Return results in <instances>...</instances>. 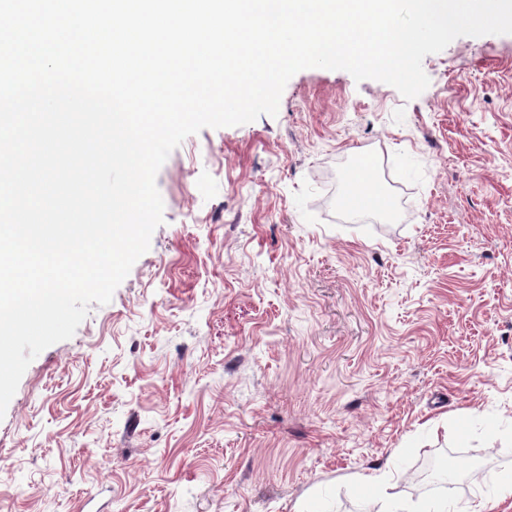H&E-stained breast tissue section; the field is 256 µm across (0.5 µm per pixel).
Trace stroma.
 Segmentation results:
<instances>
[{
    "instance_id": "stroma-1",
    "label": "stroma",
    "mask_w": 512,
    "mask_h": 512,
    "mask_svg": "<svg viewBox=\"0 0 512 512\" xmlns=\"http://www.w3.org/2000/svg\"><path fill=\"white\" fill-rule=\"evenodd\" d=\"M422 66L299 71L170 153L149 250L0 419V512H512V35ZM364 159L387 216L339 206Z\"/></svg>"
}]
</instances>
